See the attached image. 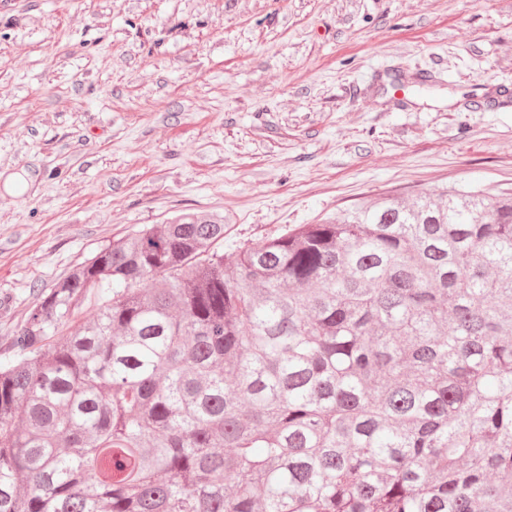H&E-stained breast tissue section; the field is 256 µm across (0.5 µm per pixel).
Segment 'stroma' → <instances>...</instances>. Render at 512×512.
<instances>
[{
	"label": "stroma",
	"mask_w": 512,
	"mask_h": 512,
	"mask_svg": "<svg viewBox=\"0 0 512 512\" xmlns=\"http://www.w3.org/2000/svg\"><path fill=\"white\" fill-rule=\"evenodd\" d=\"M33 179L26 192L7 176ZM512 191V0H0V360L112 241Z\"/></svg>",
	"instance_id": "1"
}]
</instances>
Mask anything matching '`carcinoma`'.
I'll use <instances>...</instances> for the list:
<instances>
[{
    "instance_id": "carcinoma-1",
    "label": "carcinoma",
    "mask_w": 512,
    "mask_h": 512,
    "mask_svg": "<svg viewBox=\"0 0 512 512\" xmlns=\"http://www.w3.org/2000/svg\"><path fill=\"white\" fill-rule=\"evenodd\" d=\"M222 239L146 225L43 295L0 363V512H512V193Z\"/></svg>"
}]
</instances>
